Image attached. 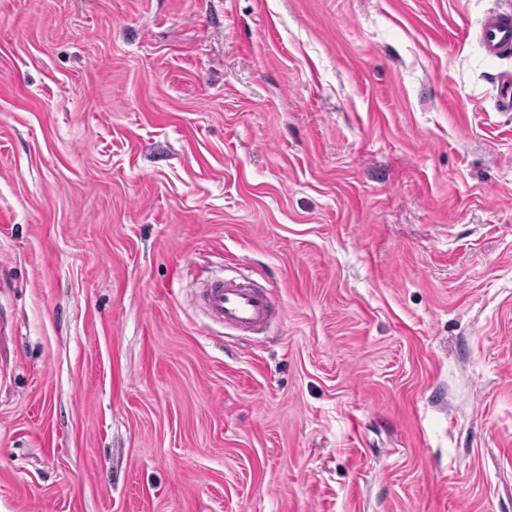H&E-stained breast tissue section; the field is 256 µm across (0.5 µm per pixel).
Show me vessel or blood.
<instances>
[{
  "mask_svg": "<svg viewBox=\"0 0 512 512\" xmlns=\"http://www.w3.org/2000/svg\"><path fill=\"white\" fill-rule=\"evenodd\" d=\"M480 40L489 56L512 53V12L487 15L480 28ZM202 301L212 320L237 331L254 332L273 319L266 291L248 280H215L206 285Z\"/></svg>",
  "mask_w": 512,
  "mask_h": 512,
  "instance_id": "b4317fda",
  "label": "vessel or blood"
}]
</instances>
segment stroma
<instances>
[{"label": "stroma", "mask_w": 512, "mask_h": 512, "mask_svg": "<svg viewBox=\"0 0 512 512\" xmlns=\"http://www.w3.org/2000/svg\"><path fill=\"white\" fill-rule=\"evenodd\" d=\"M506 5L0 0V512H512ZM480 40L487 55L504 56L512 52V12L501 11L485 17ZM202 301L212 320L233 330L258 331L273 319L266 291L248 280H215L205 286Z\"/></svg>", "instance_id": "1"}]
</instances>
